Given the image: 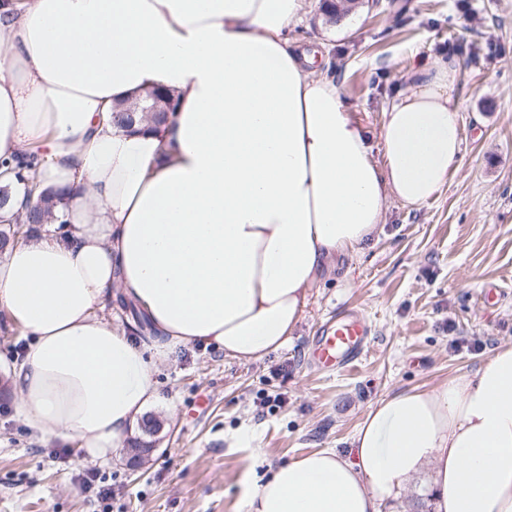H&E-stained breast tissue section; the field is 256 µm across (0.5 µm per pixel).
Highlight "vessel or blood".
<instances>
[{
    "label": "vessel or blood",
    "mask_w": 512,
    "mask_h": 512,
    "mask_svg": "<svg viewBox=\"0 0 512 512\" xmlns=\"http://www.w3.org/2000/svg\"><path fill=\"white\" fill-rule=\"evenodd\" d=\"M370 329L365 320L350 315L323 325L311 351V359L325 370L348 369L365 351Z\"/></svg>",
    "instance_id": "b4317fda"
}]
</instances>
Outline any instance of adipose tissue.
<instances>
[{"mask_svg": "<svg viewBox=\"0 0 512 512\" xmlns=\"http://www.w3.org/2000/svg\"><path fill=\"white\" fill-rule=\"evenodd\" d=\"M307 0H0V156L40 148L63 204L0 259V313L28 337L5 365L37 438L107 462L158 403L177 345L284 347L322 270L358 252L387 205L418 209L461 168L458 67L420 60L382 111L378 145L318 49L291 36ZM163 122L112 108L155 89ZM120 289L155 332L104 312ZM353 455L271 469L245 512H380L428 473L432 512H512V345L471 375L386 394ZM171 103V99L164 92H154L149 99L142 103L136 102L113 109V121L120 128L131 126L134 113L148 112L144 111V109L154 112L159 119H162L165 118V114Z\"/></svg>", "mask_w": 512, "mask_h": 512, "instance_id": "ef3b65f1", "label": "adipose tissue"}]
</instances>
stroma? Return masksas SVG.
I'll return each instance as SVG.
<instances>
[{
    "instance_id": "35a3bbf8",
    "label": "stroma",
    "mask_w": 512,
    "mask_h": 512,
    "mask_svg": "<svg viewBox=\"0 0 512 512\" xmlns=\"http://www.w3.org/2000/svg\"><path fill=\"white\" fill-rule=\"evenodd\" d=\"M324 44L342 98L377 140L381 112L417 58L455 57L463 163L420 209L391 202L381 231L324 270L288 344L242 362L198 342L158 366L163 423L138 470L124 450L87 463L78 441L31 436L0 399V512H241L246 480L352 436L386 393L474 372L512 345V0H356L342 26L312 7L295 29ZM504 287L496 304L489 285ZM360 313L365 355L325 373L309 358L319 327ZM98 473L115 488L85 490Z\"/></svg>"
}]
</instances>
